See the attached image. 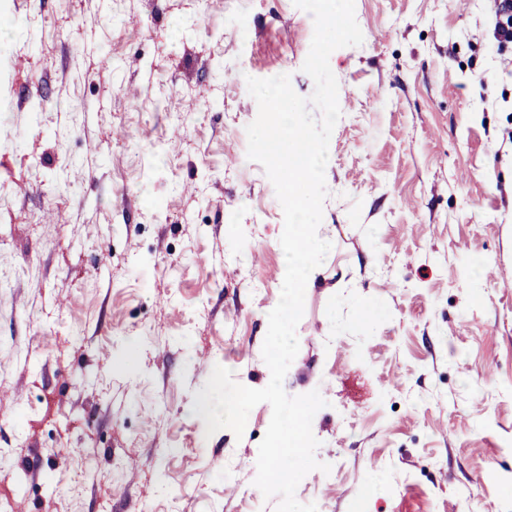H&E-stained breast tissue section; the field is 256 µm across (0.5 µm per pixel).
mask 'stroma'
Wrapping results in <instances>:
<instances>
[{
	"mask_svg": "<svg viewBox=\"0 0 512 512\" xmlns=\"http://www.w3.org/2000/svg\"><path fill=\"white\" fill-rule=\"evenodd\" d=\"M0 10V496L11 512H275L242 435L283 210L247 157V78L303 69L293 0H10ZM492 0H355L288 395L319 391L317 512H512V43ZM249 41H240L239 28ZM110 56L111 66L100 63ZM96 143L90 155L86 142ZM49 211L62 220H46ZM377 305L363 319L360 303Z\"/></svg>",
	"mask_w": 512,
	"mask_h": 512,
	"instance_id": "obj_1",
	"label": "stroma"
}]
</instances>
